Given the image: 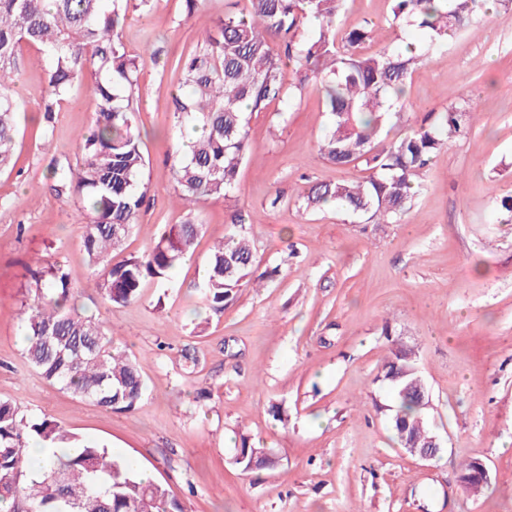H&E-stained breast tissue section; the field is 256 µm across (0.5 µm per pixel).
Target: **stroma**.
<instances>
[{
	"mask_svg": "<svg viewBox=\"0 0 512 512\" xmlns=\"http://www.w3.org/2000/svg\"><path fill=\"white\" fill-rule=\"evenodd\" d=\"M246 0H157L120 30L139 57L135 120L147 165L137 222L112 264L145 251L174 224L200 231L191 259L169 283L147 281L122 306L78 281L73 301L99 320L139 365L147 390L114 412L47 382L23 356L22 320L36 277L60 263L87 268L79 201L51 190L58 163L77 164L97 102L85 73L54 115L51 138L35 119L46 91L41 66L16 92V165L0 173V399L47 416L82 441L106 446L162 484L184 512H512V223L498 201L512 194V11L494 12L435 49L407 82L403 117L442 111L449 93L475 98L479 120L437 152L401 223L376 226L328 207L303 210L313 183L365 180V164L339 169L318 142L322 95L308 86L292 106L276 102L250 120L253 152L238 172V198L178 204L168 148L179 135L172 94L179 57L201 32ZM390 0H345L337 23L376 24L374 51L410 30H384ZM243 224L261 257L224 312L202 305L197 285L214 244ZM391 325L392 337L381 334ZM414 348L430 396L426 411L441 451L422 461L392 439L388 403L373 379L395 343ZM279 406L287 422L270 413ZM246 433L277 457L246 473L234 440ZM482 462L489 483L472 493L460 466Z\"/></svg>",
	"mask_w": 512,
	"mask_h": 512,
	"instance_id": "1",
	"label": "stroma"
}]
</instances>
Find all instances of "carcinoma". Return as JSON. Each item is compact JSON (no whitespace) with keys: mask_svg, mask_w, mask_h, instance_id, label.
I'll use <instances>...</instances> for the list:
<instances>
[{"mask_svg":"<svg viewBox=\"0 0 512 512\" xmlns=\"http://www.w3.org/2000/svg\"><path fill=\"white\" fill-rule=\"evenodd\" d=\"M155 0H0V171L14 168L19 105L15 84L27 62L24 45L44 62L47 95L43 136L84 69L94 68L89 92L98 102L83 160L52 171L53 190L74 194L85 224L83 247L95 288L113 305L140 295L150 278L165 281L170 270L192 253L199 225L188 222L165 230L141 255L108 263L137 223L146 167L133 101L139 59L129 55L119 30L129 9H152ZM241 12H227L207 32L203 46L178 58L182 91L172 96L180 132L198 136L183 148L177 141L171 171L179 201L192 206L203 198L234 197L238 170L251 151L247 114L274 101H293L310 83L319 84L329 125L318 151L338 167L358 163L370 170L363 181L317 183L300 197L308 210L334 205L372 224H397L421 190V175L446 144L468 134L478 104L448 95L441 112H428L404 134L382 135L401 119L407 80L430 52L477 22L489 10H511L512 0H391L385 19L396 30L422 32L419 44L387 43L361 51L372 38L366 24L342 33L336 25L344 0H247ZM296 82L285 83V70ZM257 261L253 243L239 229L216 245L199 284L201 298L221 311L249 284ZM78 275L59 264L36 280L40 302L27 312L22 331L25 358L48 382L96 405L131 412L145 394L139 366L107 336L104 326L69 306ZM391 394L389 423L400 446L426 448L433 436L425 407L417 400L424 381L413 349L399 345L375 377ZM32 439L52 447L79 448L66 462H51L31 479L23 449ZM235 462L250 473L272 464L267 449L241 432ZM0 502L7 512H183L159 484L141 477L104 446L81 443L46 418L23 414L0 399Z\"/></svg>","mask_w":512,"mask_h":512,"instance_id":"carcinoma-1","label":"carcinoma"}]
</instances>
